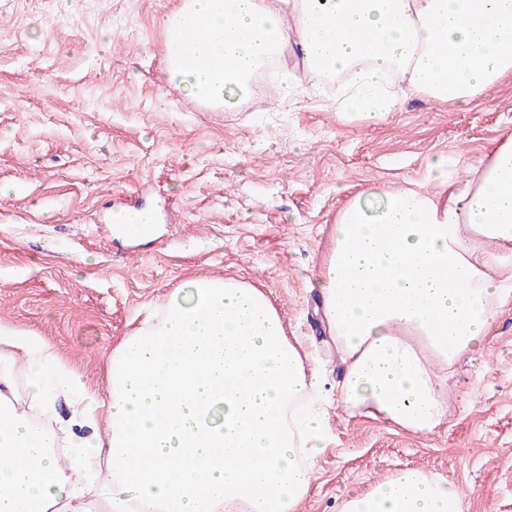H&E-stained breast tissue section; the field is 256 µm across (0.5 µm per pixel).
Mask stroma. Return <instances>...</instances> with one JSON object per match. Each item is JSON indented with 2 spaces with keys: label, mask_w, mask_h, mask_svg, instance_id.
Wrapping results in <instances>:
<instances>
[{
  "label": "stroma",
  "mask_w": 512,
  "mask_h": 512,
  "mask_svg": "<svg viewBox=\"0 0 512 512\" xmlns=\"http://www.w3.org/2000/svg\"><path fill=\"white\" fill-rule=\"evenodd\" d=\"M177 4L0 0V324L51 344L102 399L113 346L196 277L263 288L289 331L315 335L309 284L338 214L425 182L436 154L475 170L512 134V76L464 105L410 92L385 120H351L344 78L293 48L295 99L256 88L198 110L161 78L157 20ZM330 432L298 512H337L402 469L473 487L470 512H512V304L449 374L437 433L340 407Z\"/></svg>",
  "instance_id": "stroma-1"
}]
</instances>
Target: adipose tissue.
Instances as JSON below:
<instances>
[{
    "instance_id": "obj_1",
    "label": "adipose tissue",
    "mask_w": 512,
    "mask_h": 512,
    "mask_svg": "<svg viewBox=\"0 0 512 512\" xmlns=\"http://www.w3.org/2000/svg\"><path fill=\"white\" fill-rule=\"evenodd\" d=\"M168 81L232 110L251 74L297 41L302 63L344 73L336 108L381 121L406 93L468 103L512 73V0H190L162 16ZM441 189L360 193L314 279L345 372L337 404L431 434L446 373L484 349L512 302V136ZM270 297L236 279L176 290L108 357L98 401L51 345L0 324V512H297L328 438L329 400ZM25 359V385L16 362ZM72 413L42 421L59 399ZM470 487L403 469L338 512H469Z\"/></svg>"
}]
</instances>
